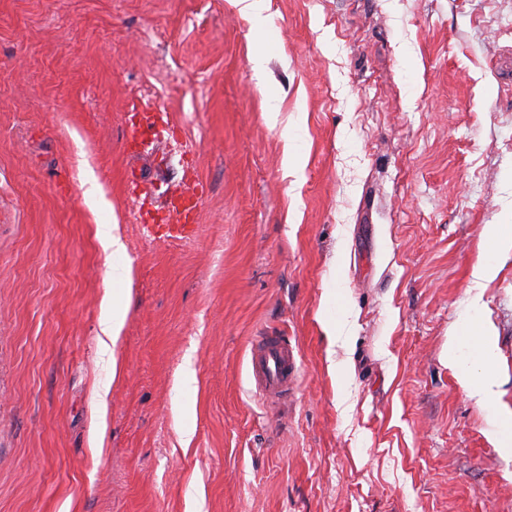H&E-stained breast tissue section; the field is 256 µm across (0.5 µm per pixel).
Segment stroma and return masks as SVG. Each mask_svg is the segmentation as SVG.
Wrapping results in <instances>:
<instances>
[{
  "instance_id": "obj_1",
  "label": "stroma",
  "mask_w": 512,
  "mask_h": 512,
  "mask_svg": "<svg viewBox=\"0 0 512 512\" xmlns=\"http://www.w3.org/2000/svg\"><path fill=\"white\" fill-rule=\"evenodd\" d=\"M266 2L258 32L236 0H0V512H512V251L473 276L512 224V0ZM142 108L173 127L133 155ZM160 157L205 186L193 239L126 190ZM475 313L484 405L447 357ZM264 332L299 367L275 402ZM482 239L489 251H497L512 245L511 224H487L482 229ZM129 288L112 289V306L105 308L102 325L103 334L101 336V345L103 353L108 355L112 369V376H116L119 371V363L116 356V349L121 339V331L124 325L127 308L126 293ZM250 371L255 389L266 399H279L298 379L293 349L283 336H259L251 348Z\"/></svg>"
}]
</instances>
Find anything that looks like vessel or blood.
I'll use <instances>...</instances> for the list:
<instances>
[{"label": "vessel or blood", "instance_id": "b4317fda", "mask_svg": "<svg viewBox=\"0 0 512 512\" xmlns=\"http://www.w3.org/2000/svg\"><path fill=\"white\" fill-rule=\"evenodd\" d=\"M165 118L161 112H135L130 117L131 144L150 143L151 135ZM150 190L161 193V207L167 237L183 239L193 235L198 194H185L163 188L161 180H154ZM250 371L256 390L265 398L276 399L292 389L298 379L297 361L292 348L283 337L268 334L259 337L251 348Z\"/></svg>", "mask_w": 512, "mask_h": 512}]
</instances>
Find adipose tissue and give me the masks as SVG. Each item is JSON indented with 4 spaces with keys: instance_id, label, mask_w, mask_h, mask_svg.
Listing matches in <instances>:
<instances>
[{
    "instance_id": "1",
    "label": "adipose tissue",
    "mask_w": 512,
    "mask_h": 512,
    "mask_svg": "<svg viewBox=\"0 0 512 512\" xmlns=\"http://www.w3.org/2000/svg\"><path fill=\"white\" fill-rule=\"evenodd\" d=\"M126 291H112V303L107 306L102 319L101 345L110 364H117L116 349L121 339L127 308ZM495 359L493 339L487 327L479 322L466 324L458 339L448 345V361L457 366L460 376L469 385V395L478 403H487L492 393L489 370Z\"/></svg>"
}]
</instances>
